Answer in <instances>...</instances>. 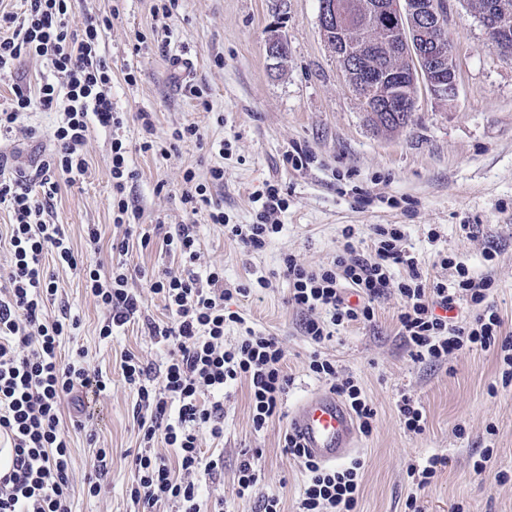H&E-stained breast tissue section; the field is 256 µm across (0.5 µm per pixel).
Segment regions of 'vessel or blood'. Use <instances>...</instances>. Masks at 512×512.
<instances>
[{"label":"vessel or blood","mask_w":512,"mask_h":512,"mask_svg":"<svg viewBox=\"0 0 512 512\" xmlns=\"http://www.w3.org/2000/svg\"><path fill=\"white\" fill-rule=\"evenodd\" d=\"M290 426L314 458L335 463L356 448L357 428L350 411L328 392L306 397L290 414Z\"/></svg>","instance_id":"vessel-or-blood-1"}]
</instances>
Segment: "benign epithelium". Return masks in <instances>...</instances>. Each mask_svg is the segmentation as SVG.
I'll list each match as a JSON object with an SVG mask.
<instances>
[{
	"label": "benign epithelium",
	"mask_w": 512,
	"mask_h": 512,
	"mask_svg": "<svg viewBox=\"0 0 512 512\" xmlns=\"http://www.w3.org/2000/svg\"><path fill=\"white\" fill-rule=\"evenodd\" d=\"M318 22L349 85L379 112H413L422 90L451 100L459 91L457 69L448 45V0H363V22L355 24L345 0H319ZM489 40L508 32L502 18L481 17ZM380 34L384 47L408 62L401 72L377 75L365 66L368 35ZM270 57L288 56V39L270 31Z\"/></svg>",
	"instance_id": "benign-epithelium-1"
}]
</instances>
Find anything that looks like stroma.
Returning a JSON list of instances; mask_svg holds the SVG:
<instances>
[{
	"mask_svg": "<svg viewBox=\"0 0 512 512\" xmlns=\"http://www.w3.org/2000/svg\"><path fill=\"white\" fill-rule=\"evenodd\" d=\"M157 0H87L71 17L81 28L86 9L113 16L103 51L112 65V100L129 115L122 134L137 142L135 112H153L160 131L196 124L203 144L180 143L161 157L134 154L139 180L131 195L138 200L141 222L152 229L148 246L131 240L118 257L113 239L123 228L112 222V187L107 167L108 135L92 132L85 146L88 171L82 184L61 185L49 214L62 225L75 254H84L87 228L101 239L97 259L103 272L118 260L147 271H178V256L162 247V225L182 223L178 190L186 169L207 182L209 170L224 169V182L210 186V206L194 215L201 262L224 269L234 287L257 276L272 277L273 286L234 296L229 310L249 326L279 336L286 352L285 369L293 379L278 414L262 432H254L248 387L238 384L224 397V437L201 435L205 454L224 458L220 479L206 483L204 495L220 500L224 512H257L258 502L277 496L283 512H296L304 486L301 464L283 451L289 414L325 381L307 368L311 345L300 331L301 314L288 307V283L277 271L280 255L290 252L308 266L329 263L341 229L354 224L368 231L373 224L404 225L407 239L429 266V277L441 276L434 255L442 251L464 260L475 273H491V297L512 336V55L491 47L485 30L464 0H448V36L458 71L459 93L450 101L423 94L407 127L394 134L369 125L362 103L348 85L318 24V0H180L171 19L153 13ZM278 28L290 43L284 63L271 59L266 37ZM191 61L188 75L175 74L173 50ZM136 81L127 84L126 72ZM207 99L202 110L199 99ZM226 142L228 151L214 146ZM300 147L310 155L301 169L286 161ZM277 180L288 198L281 216L283 230L262 253H251L224 235L209 219L211 205L223 207L233 224H249L256 206L251 194ZM497 252L486 263L487 249ZM54 271L57 303L44 315L54 318L58 302L68 303L79 327L65 339L61 356H83L85 365L112 380L100 399L97 419L71 436V471L82 484L97 449H111L107 475L98 495L76 494L73 512H134L129 489L131 465L140 440L133 416L136 395L123 381L120 361L134 353L161 364L165 352L141 323L124 334L101 339L103 310L87 296L81 269ZM401 300L388 292L368 324L341 329L325 355L338 370L356 378L377 411L370 434H359L355 452L364 463L355 512H408L406 501L417 496L422 512H512V384L501 380L496 353L463 349L442 363H418L398 334ZM423 406L426 429L408 431L398 410L401 396ZM493 457L483 472L474 463L485 449ZM258 453L262 481L252 497L236 494L237 474L245 454ZM434 454L446 456L430 487L417 491L407 474Z\"/></svg>",
	"mask_w": 512,
	"mask_h": 512,
	"instance_id": "stroma-1",
	"label": "stroma"
}]
</instances>
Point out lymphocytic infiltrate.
<instances>
[{
    "instance_id": "obj_1",
    "label": "lymphocytic infiltrate",
    "mask_w": 512,
    "mask_h": 512,
    "mask_svg": "<svg viewBox=\"0 0 512 512\" xmlns=\"http://www.w3.org/2000/svg\"><path fill=\"white\" fill-rule=\"evenodd\" d=\"M22 2L19 13L0 9V77L11 76L29 58L41 60L48 73L34 88L12 84L10 97L0 104V138L10 139L19 131L35 136V128L23 126L22 120L38 109L55 112L57 121L50 133L53 149L34 168L7 172L8 158L0 154V207L11 215L13 248L0 289V429L14 448L12 469L0 476V512H72L70 441L62 428V408L72 405L85 419H93L112 381L81 361H63L62 343L78 327L68 304H60L54 320L43 316L57 295L55 275L43 265V256L54 255L61 266L77 265L62 225L46 223L43 215L60 184L82 182L88 170L84 146L98 129L110 137L112 220L124 229L112 249L123 257L135 236L141 245H149L151 235L140 223L142 211L127 189L139 178L134 152L158 151L159 136L153 113L146 111L135 116L142 131L137 145L119 134L126 115L112 101V67L100 52L112 26L110 16L86 11L82 28L76 30L69 22L75 0ZM252 200L259 205L253 223H227L219 207L209 217L223 225L229 239L259 253L281 232L280 216L288 201L271 181ZM162 244L179 256L180 272L154 277L122 261L105 274L90 261L84 268L85 288L106 314L101 339L121 335L128 323L139 319L167 349L160 370L132 353L121 362L125 383L137 393L134 410L142 446L132 460L136 481L131 499L140 512H155L170 502L177 504V512H210L202 480L220 476L223 463L202 454L199 437L205 432L212 439L223 438L225 390L247 383L252 425L259 432L277 415L292 379L284 369L280 338L255 330L227 309L233 295L249 294L251 287L226 288L222 267L201 265L196 225H170ZM436 263L449 271V278L425 276L400 224L373 225L366 238L346 225L332 261L316 268L289 252L281 257L287 303L304 314L302 332L315 346L308 369L345 402L363 432H371L375 409L358 381L341 375L320 349L339 328L372 322L376 304L388 290H396L403 301L399 334L414 361L442 362L465 348L492 350L504 365L505 379H512V336L504 335L490 299L492 276L473 273L460 258L445 253L438 254ZM400 269L405 275L398 280L394 273ZM137 278L161 298L166 321L143 317L142 296L130 286ZM352 293L357 296L353 302L348 299ZM460 305L472 311V320L451 318ZM233 323L243 334L228 346L224 329ZM159 441L174 449L177 468L154 453ZM283 448L306 473L297 512H353L361 490V459L340 470L326 467L289 431Z\"/></svg>"
}]
</instances>
